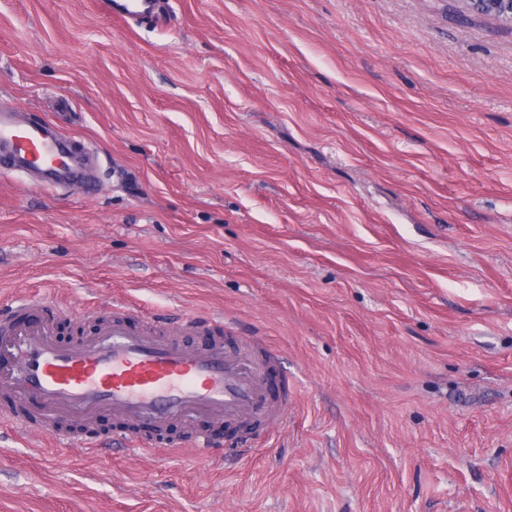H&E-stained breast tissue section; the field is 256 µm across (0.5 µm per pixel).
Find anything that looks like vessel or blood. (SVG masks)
<instances>
[{"label":"vessel or blood","mask_w":512,"mask_h":512,"mask_svg":"<svg viewBox=\"0 0 512 512\" xmlns=\"http://www.w3.org/2000/svg\"><path fill=\"white\" fill-rule=\"evenodd\" d=\"M90 150L52 123L18 119L0 110V173H27L41 189H91ZM58 306L40 321L0 317V385L18 399L38 402L56 420L87 427V447H98L92 428L102 411L130 423L165 431L176 422L208 416L241 423L274 422L287 414L273 406L266 370L278 357L259 358L245 348L225 346L222 320L186 316L183 327L204 335L193 347L150 323L135 327L120 317L100 325L94 337L69 343L54 337Z\"/></svg>","instance_id":"obj_1"}]
</instances>
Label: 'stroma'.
<instances>
[{"instance_id":"1","label":"stroma","mask_w":512,"mask_h":512,"mask_svg":"<svg viewBox=\"0 0 512 512\" xmlns=\"http://www.w3.org/2000/svg\"><path fill=\"white\" fill-rule=\"evenodd\" d=\"M0 105L99 154L0 177V308L263 340L274 427L138 452L0 421V512H512V25L458 0H0ZM158 6L159 0L134 1L128 5L122 4V12L112 11V13L116 16H121L129 20H138L155 15L157 13Z\"/></svg>"}]
</instances>
